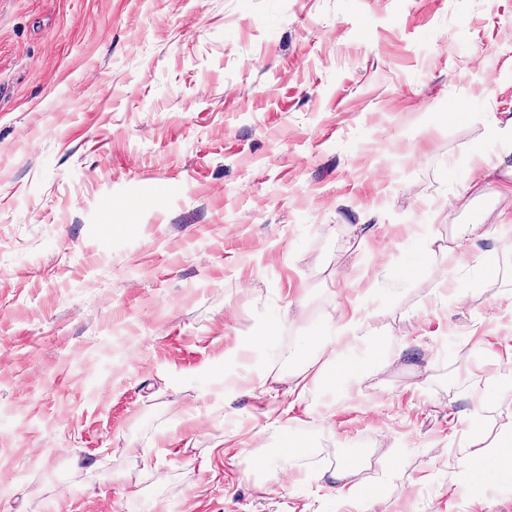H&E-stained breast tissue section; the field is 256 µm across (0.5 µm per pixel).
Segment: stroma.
<instances>
[{
    "label": "stroma",
    "instance_id": "1",
    "mask_svg": "<svg viewBox=\"0 0 512 512\" xmlns=\"http://www.w3.org/2000/svg\"><path fill=\"white\" fill-rule=\"evenodd\" d=\"M509 380L512 0H0V512H512ZM360 325L357 322H347L333 328L331 333L326 336H306L300 340V352L313 354L319 357L331 349L333 356L334 346L342 342H347L354 348H361L364 346V338L360 336ZM380 364V357L364 351L361 359L350 364L349 358H336V370L332 376L327 377L323 368H318L313 377L319 379L326 387L335 389L340 388L347 383L356 386L362 378L372 373ZM510 443L503 448H497L494 452L484 457L481 461H471L465 471L466 481L474 483H488L497 478L504 470L511 472L512 448ZM354 470L353 462L350 459L343 458L337 463L336 470L329 474L328 480L333 483L332 487L336 485L337 496L345 495V488L348 486Z\"/></svg>",
    "mask_w": 512,
    "mask_h": 512
}]
</instances>
